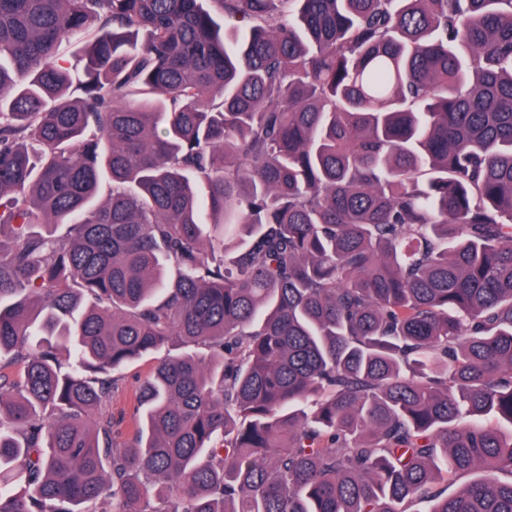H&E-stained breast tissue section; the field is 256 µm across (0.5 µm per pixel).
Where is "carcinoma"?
I'll use <instances>...</instances> for the list:
<instances>
[{"label":"carcinoma","mask_w":512,"mask_h":512,"mask_svg":"<svg viewBox=\"0 0 512 512\" xmlns=\"http://www.w3.org/2000/svg\"><path fill=\"white\" fill-rule=\"evenodd\" d=\"M4 227L0 512H512V0H0ZM157 360L146 355L128 364L122 381L112 397L113 442L119 447L129 444L135 429V394L151 375Z\"/></svg>","instance_id":"obj_1"}]
</instances>
